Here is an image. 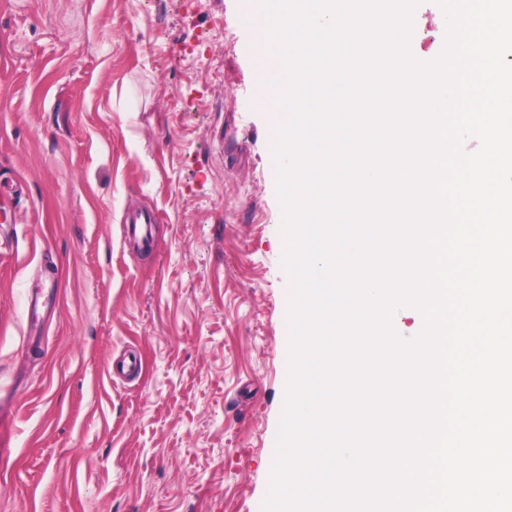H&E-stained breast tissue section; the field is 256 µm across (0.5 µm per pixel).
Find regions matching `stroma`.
Masks as SVG:
<instances>
[{"mask_svg": "<svg viewBox=\"0 0 512 512\" xmlns=\"http://www.w3.org/2000/svg\"><path fill=\"white\" fill-rule=\"evenodd\" d=\"M252 5L0 0V512H261L289 277ZM415 12L429 62L446 18ZM140 211L148 252L124 238ZM58 285L54 281L49 282L46 288H42L40 291H33L28 295L27 305L30 315L36 314L38 307L41 305L47 309L53 308L56 303Z\"/></svg>", "mask_w": 512, "mask_h": 512, "instance_id": "obj_1", "label": "stroma"}]
</instances>
